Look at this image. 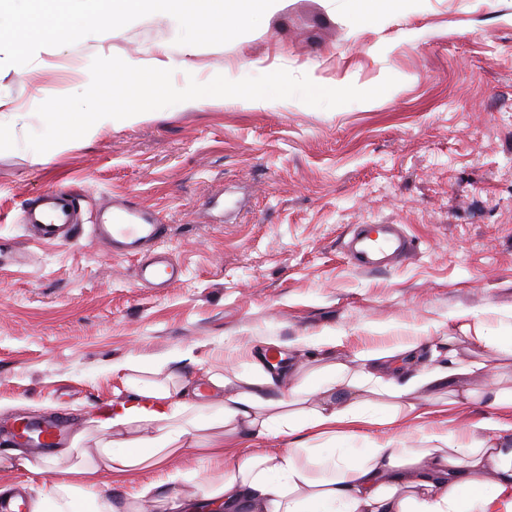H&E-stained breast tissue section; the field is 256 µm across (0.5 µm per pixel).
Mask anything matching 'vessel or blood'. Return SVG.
<instances>
[{
  "label": "vessel or blood",
  "instance_id": "b4317fda",
  "mask_svg": "<svg viewBox=\"0 0 512 512\" xmlns=\"http://www.w3.org/2000/svg\"><path fill=\"white\" fill-rule=\"evenodd\" d=\"M20 224L45 242H69L78 237L82 217L72 193L54 190L44 193L36 206L24 208ZM166 233L158 216L131 201L113 204L108 216L98 217L91 226L93 238L106 245L113 255L140 258L138 277L151 288H167L177 282L179 264L158 244ZM414 247L411 239L394 224H374L354 236L348 257L359 270L371 272L382 267L386 258H408ZM71 424L62 419H47L26 424L20 431L26 443L52 447L68 436Z\"/></svg>",
  "mask_w": 512,
  "mask_h": 512
}]
</instances>
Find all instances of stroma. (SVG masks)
I'll return each mask as SVG.
<instances>
[{"mask_svg":"<svg viewBox=\"0 0 512 512\" xmlns=\"http://www.w3.org/2000/svg\"><path fill=\"white\" fill-rule=\"evenodd\" d=\"M279 0L252 32L215 46L176 44L175 20L154 13L98 39L65 45L35 73L0 68V98L84 91L95 57L171 64L172 82L244 79L255 69L379 98L325 109L207 98L152 111L64 142L35 162L26 122L0 138V455L19 420L50 415L101 436L119 388L112 363L191 348L175 367L220 397L207 370L256 369L260 353L308 373L334 359L361 367L369 350L429 335L395 382L470 357L458 316L489 333L512 329V0ZM69 188L83 214L129 200L167 224L163 250L182 268L157 290L138 259L114 256L89 234L69 245L27 243L17 219L47 190ZM359 224H401L407 262L355 268L345 244ZM332 336L329 356L289 349ZM411 438L512 410L449 405L446 388L418 390Z\"/></svg>","mask_w":512,"mask_h":512,"instance_id":"1","label":"stroma"}]
</instances>
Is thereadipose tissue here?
Returning a JSON list of instances; mask_svg holds the SVG:
<instances>
[{"mask_svg":"<svg viewBox=\"0 0 512 512\" xmlns=\"http://www.w3.org/2000/svg\"><path fill=\"white\" fill-rule=\"evenodd\" d=\"M474 360L399 385L389 378L423 342L370 352L380 373L328 363L312 373L288 372V399L273 395L266 371L230 380L216 403L199 402L167 361L113 363L118 395L98 422L97 448L77 449L64 479L43 484L29 512H512V443L492 419L467 432L448 430L411 443L400 436L359 439L357 423L393 424L414 417L416 389L445 380L452 404L474 400L464 380L492 374L512 359V336L472 327ZM287 437L277 452L234 455L241 437ZM195 451L217 473L185 476L175 459ZM165 477L124 497L95 492L100 477L124 482L136 471Z\"/></svg>","mask_w":512,"mask_h":512,"instance_id":"obj_1","label":"adipose tissue"}]
</instances>
